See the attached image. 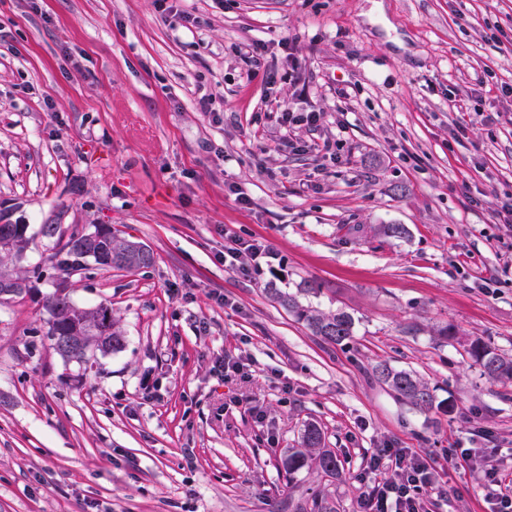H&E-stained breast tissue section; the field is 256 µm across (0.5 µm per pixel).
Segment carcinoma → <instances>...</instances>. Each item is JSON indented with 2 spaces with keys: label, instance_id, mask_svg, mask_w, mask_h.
<instances>
[{
  "label": "carcinoma",
  "instance_id": "cac0c4a2",
  "mask_svg": "<svg viewBox=\"0 0 512 512\" xmlns=\"http://www.w3.org/2000/svg\"><path fill=\"white\" fill-rule=\"evenodd\" d=\"M29 229L28 224L0 225V277L26 281V277L4 265L3 261L17 262L23 258L31 240ZM81 234V230L74 228L67 235L57 226L54 233L49 235V238L55 240L59 252L67 256L61 262V267L70 270L83 268L86 251ZM94 262L104 270L131 271L152 267L155 257L141 243L106 237L96 248ZM319 292L320 286L314 281L301 282L297 292L292 294L283 293L277 288L270 289L273 298L302 320L313 336L327 345H340L354 336L355 319L345 311L323 312L304 306L299 301L301 295ZM43 308L49 314L45 332L49 348L65 361L81 363L85 361L86 349L94 348L108 354L120 350L124 345V337L112 318V309L104 304L93 308L79 307L63 293V289L57 287L44 297ZM65 339L70 342V346L63 349L61 342ZM466 352L484 377L504 384L512 382V356L502 353L479 337L468 340ZM373 373L377 381L386 386L397 399L422 414L435 410L448 414L454 411L453 403L446 404L437 400L435 390L411 371L396 368L383 360L374 366ZM281 465L290 482L305 468L315 469L333 479L339 475L336 455L325 447L323 433L313 423L304 426L300 447L288 449L281 459ZM287 507L294 508V512H336V505L332 501L317 496L306 503L290 502Z\"/></svg>",
  "mask_w": 512,
  "mask_h": 512
}]
</instances>
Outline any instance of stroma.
<instances>
[{"instance_id":"35a3bbf8","label":"stroma","mask_w":512,"mask_h":512,"mask_svg":"<svg viewBox=\"0 0 512 512\" xmlns=\"http://www.w3.org/2000/svg\"><path fill=\"white\" fill-rule=\"evenodd\" d=\"M181 7L197 25L169 27L159 0H0V203L35 232L32 291L0 303V512H281L316 494L357 512L360 470L387 442L437 469L430 512H488L483 467L512 486V386L464 343L512 354V222L495 213L512 200V0ZM248 39L262 55L239 54ZM52 220L154 252L147 269L69 278L76 305L111 306L121 350L78 364L49 349L59 271L38 229ZM229 233L267 239L275 260L240 276ZM304 280L314 306L354 316L347 344L268 294ZM447 324L456 340L438 336ZM226 355L249 379L225 380ZM384 359L455 412L396 400L372 375ZM251 398L263 421L241 410ZM309 423L336 481L286 480Z\"/></svg>"}]
</instances>
